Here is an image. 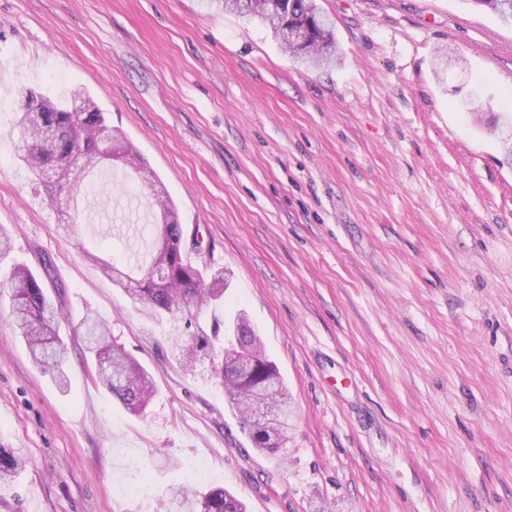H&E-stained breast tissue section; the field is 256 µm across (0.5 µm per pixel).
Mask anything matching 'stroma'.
Wrapping results in <instances>:
<instances>
[{
    "label": "stroma",
    "instance_id": "35a3bbf8",
    "mask_svg": "<svg viewBox=\"0 0 512 512\" xmlns=\"http://www.w3.org/2000/svg\"><path fill=\"white\" fill-rule=\"evenodd\" d=\"M336 61L307 67L260 19L201 0H0V281L24 264L62 311L66 387L31 363L0 295V448L25 468L0 512H173L205 463L248 512H512V24L471 0H317ZM463 60L445 82L437 52ZM88 91L174 200L183 245L227 279L219 315L147 318L90 255H146L121 165L64 231L17 159L23 89ZM245 311L288 388L279 460L251 448L210 360ZM104 318L152 374L133 416L78 328ZM146 481L145 495L117 486Z\"/></svg>",
    "mask_w": 512,
    "mask_h": 512
}]
</instances>
